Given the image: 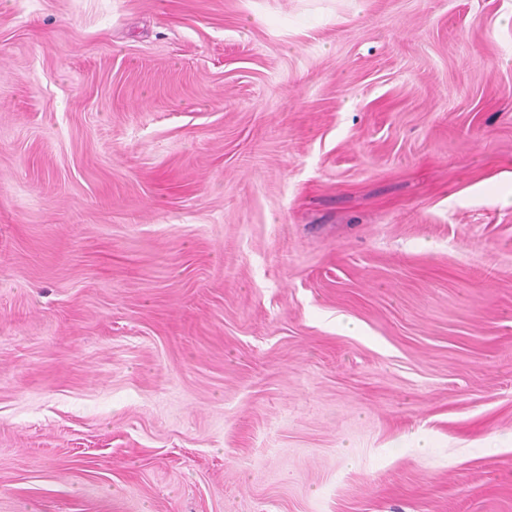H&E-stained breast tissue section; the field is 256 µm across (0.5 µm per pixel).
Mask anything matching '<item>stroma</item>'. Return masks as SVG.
Here are the masks:
<instances>
[{
  "label": "stroma",
  "mask_w": 512,
  "mask_h": 512,
  "mask_svg": "<svg viewBox=\"0 0 512 512\" xmlns=\"http://www.w3.org/2000/svg\"><path fill=\"white\" fill-rule=\"evenodd\" d=\"M0 512H512V0H0Z\"/></svg>",
  "instance_id": "stroma-1"
}]
</instances>
